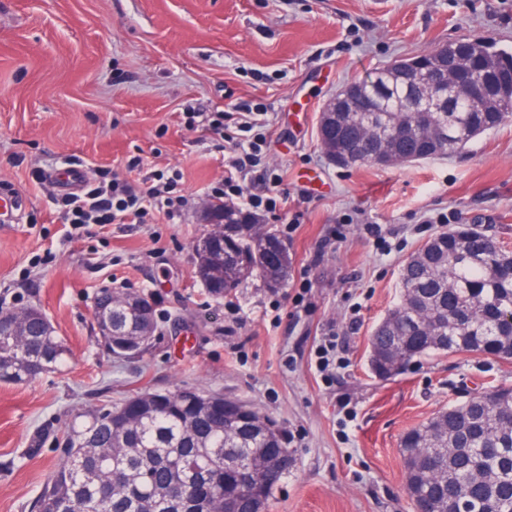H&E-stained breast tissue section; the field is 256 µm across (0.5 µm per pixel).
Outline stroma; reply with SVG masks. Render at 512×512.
<instances>
[{
	"label": "stroma",
	"mask_w": 512,
	"mask_h": 512,
	"mask_svg": "<svg viewBox=\"0 0 512 512\" xmlns=\"http://www.w3.org/2000/svg\"><path fill=\"white\" fill-rule=\"evenodd\" d=\"M476 37L512 50V0H0V197L22 205L18 222H0V309L39 305L70 351L30 384L0 383V512H31L76 413L183 387L240 399L281 429L294 464L268 512H413L401 435L512 387V358L431 354L382 381L369 339L401 300L405 260L444 227L480 225L512 250V122L397 167H336L317 130L346 84ZM242 100L268 107L264 161L288 204L263 222L291 268L285 287L256 278L217 298L195 276L194 245L229 146L186 115ZM135 155L181 173L180 217L77 230L57 187L35 177L77 159L85 177L126 178ZM441 213L448 225L432 223ZM107 287L154 303L145 354L115 358L100 343L93 306ZM331 340L328 376L316 359Z\"/></svg>",
	"instance_id": "obj_1"
}]
</instances>
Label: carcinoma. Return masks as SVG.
I'll list each match as a JSON object with an SVG mask.
<instances>
[{"label": "carcinoma", "instance_id": "carcinoma-1", "mask_svg": "<svg viewBox=\"0 0 512 512\" xmlns=\"http://www.w3.org/2000/svg\"><path fill=\"white\" fill-rule=\"evenodd\" d=\"M469 43L479 54L460 69L466 81L491 57L504 76L512 73V52L489 41ZM370 94L360 116L382 125L389 113ZM512 118V102L484 112L410 114L390 147L409 164L431 158L430 126L446 137L444 153L459 152L478 136ZM342 142L373 157L381 138L370 126L346 123ZM237 223L216 224L208 238L209 261L224 263V278L205 284L220 296L259 277L269 288L288 281V247L271 229L250 233L251 217L236 209ZM282 255L279 268L262 265V250ZM512 253L495 246L478 227L463 224L430 239L405 263L401 303L388 312L370 339L369 368L390 379L414 359L430 352H478L512 358ZM30 311L11 347L0 346V368L16 371L23 385L61 366L68 347L46 325L43 311ZM109 319L112 332L157 331L155 309L143 315L108 305L93 318ZM211 395L145 391L112 408L74 417L66 451L32 505L34 512H258L266 508L285 472L253 467L254 459L279 443L237 413H208ZM406 488L414 509L422 512H512V388L496 387L438 411L400 439ZM182 481L189 490L179 500L168 493Z\"/></svg>", "mask_w": 512, "mask_h": 512}]
</instances>
